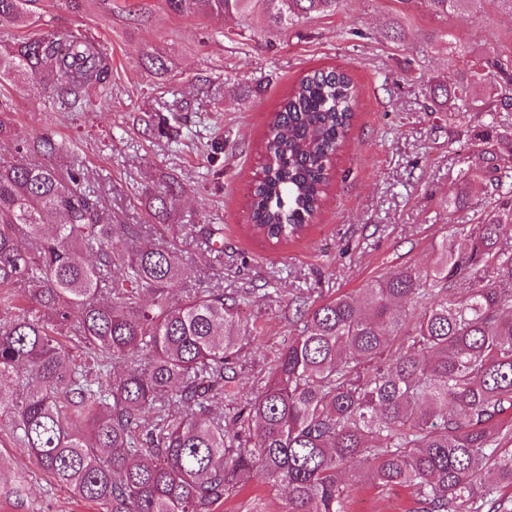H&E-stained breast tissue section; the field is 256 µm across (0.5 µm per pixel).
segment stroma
Masks as SVG:
<instances>
[{
	"instance_id": "35a3bbf8",
	"label": "stroma",
	"mask_w": 512,
	"mask_h": 512,
	"mask_svg": "<svg viewBox=\"0 0 512 512\" xmlns=\"http://www.w3.org/2000/svg\"><path fill=\"white\" fill-rule=\"evenodd\" d=\"M41 22L0 27V41L76 34L111 61L106 90L86 89L78 110L59 111L53 92L24 77L0 83L12 137L0 156L39 134L70 146L61 167L83 169L114 224H135L151 245L177 248L184 271L174 295L220 288L249 296L241 315L259 331L244 350L238 384L251 388L297 328L288 302L353 292L404 265L431 261L453 224L479 212L448 203L463 170L479 163L471 135L480 107L459 117L427 110L429 85L460 67L457 48L512 55V15L480 0L439 16L411 0H341L285 33L257 18L183 17L164 0H40ZM161 57L165 70L147 64ZM317 70L349 73L358 100L353 126L330 161L325 206L303 235L270 243L250 231L249 195L265 162L269 118L290 88ZM222 228L217 252L208 230ZM23 479L0 512H101L37 470L0 430V480ZM407 491L364 487L350 512H407Z\"/></svg>"
}]
</instances>
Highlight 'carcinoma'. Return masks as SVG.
<instances>
[{"instance_id":"carcinoma-1","label":"carcinoma","mask_w":512,"mask_h":512,"mask_svg":"<svg viewBox=\"0 0 512 512\" xmlns=\"http://www.w3.org/2000/svg\"><path fill=\"white\" fill-rule=\"evenodd\" d=\"M475 0H424L436 15ZM38 0H0V24L41 19ZM183 16L262 18L286 32L340 0H165ZM50 85L71 111L110 83L83 36L0 45V82ZM486 86L491 121L475 135L482 165L452 197L481 206L405 266L355 293L291 300L300 323L247 396L240 356L257 331L243 295L171 286V247L138 245L112 224L80 169L0 159V420L34 466L106 512H218L255 477L285 512H347L363 485L413 490L410 512H512V60L473 58L430 91L466 111ZM356 85L343 71L303 77L273 113L268 159L252 189L251 228L273 242L320 212L329 161L352 125ZM33 149L60 153L48 134ZM239 404L227 419L215 406Z\"/></svg>"}]
</instances>
